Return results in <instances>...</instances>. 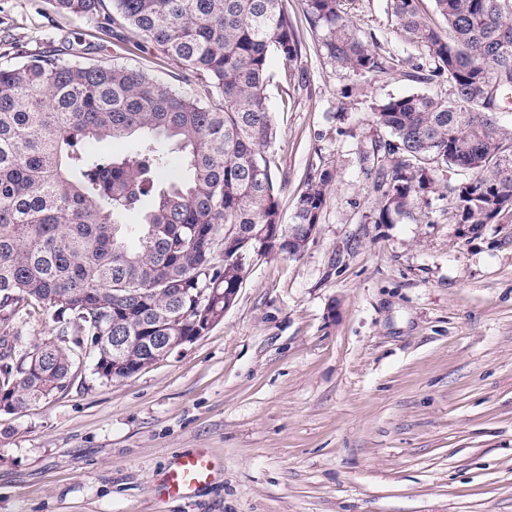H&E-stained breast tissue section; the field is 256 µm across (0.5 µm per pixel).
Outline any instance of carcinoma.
<instances>
[{
    "mask_svg": "<svg viewBox=\"0 0 512 512\" xmlns=\"http://www.w3.org/2000/svg\"><path fill=\"white\" fill-rule=\"evenodd\" d=\"M60 14L131 31L180 62L188 90L111 62L48 49L0 64V401L22 410L70 385L80 357L110 383L165 357L156 336H199L224 318V289L242 286L270 254L265 227L281 223L270 61L290 81L302 40L287 0H49ZM348 0H304L326 57L353 77L385 59L360 37ZM389 0L400 37L424 51L448 97L414 93L371 102L385 134L359 152L378 187L376 224L428 201L439 172L453 223L476 234L512 223V0ZM101 142H126L103 155ZM333 175H309L293 199L291 243L318 223ZM239 259H224V236ZM265 246L260 253L255 248ZM51 315L57 334L15 352L13 317ZM131 336L120 359L114 340Z\"/></svg>",
    "mask_w": 512,
    "mask_h": 512,
    "instance_id": "carcinoma-1",
    "label": "carcinoma"
}]
</instances>
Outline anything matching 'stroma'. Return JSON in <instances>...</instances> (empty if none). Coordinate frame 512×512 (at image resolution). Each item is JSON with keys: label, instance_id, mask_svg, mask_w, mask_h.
I'll use <instances>...</instances> for the list:
<instances>
[{"label": "stroma", "instance_id": "obj_1", "mask_svg": "<svg viewBox=\"0 0 512 512\" xmlns=\"http://www.w3.org/2000/svg\"><path fill=\"white\" fill-rule=\"evenodd\" d=\"M299 84L274 86L282 221L307 174L333 175L304 251L255 260L223 321L132 377L82 357L69 388L0 413V512H512V224L478 234L442 201L374 224L359 163L379 134L372 99L446 96L387 0L350 19L391 63L355 78L324 57L303 0ZM79 36L114 62L181 86L180 64L122 43L48 0H0V63ZM207 452L209 482L160 487Z\"/></svg>", "mask_w": 512, "mask_h": 512}]
</instances>
